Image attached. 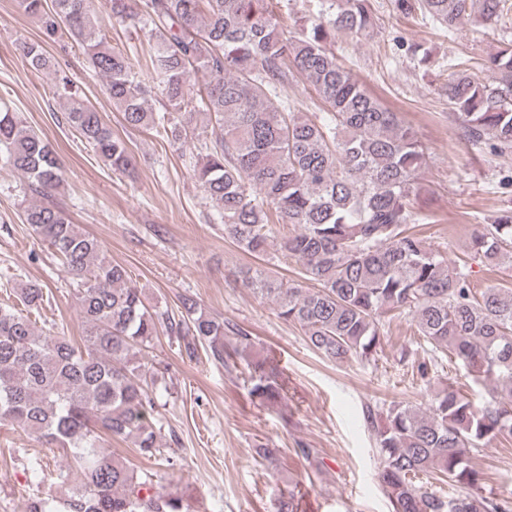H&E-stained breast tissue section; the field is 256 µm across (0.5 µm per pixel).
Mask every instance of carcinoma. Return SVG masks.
<instances>
[{"label": "carcinoma", "instance_id": "carcinoma-1", "mask_svg": "<svg viewBox=\"0 0 512 512\" xmlns=\"http://www.w3.org/2000/svg\"><path fill=\"white\" fill-rule=\"evenodd\" d=\"M328 2V13L294 35L280 25L271 0H108V19L148 37L154 86L109 44L90 0H53L49 12L43 0H21L43 31L42 41L24 42L21 50L33 70L50 74L55 62L45 44L63 29L89 69L106 79V95L127 127L177 137L186 118L203 114L218 128L199 139L193 175L224 236L266 258V266L241 271V284L271 301L323 358H375L384 321L407 315L432 349L460 360L474 380L501 381L478 404L447 382L419 404L393 401L378 414L368 405L364 422L393 512H512L507 499L483 494L485 476L466 457L469 448L512 439V288L475 291L466 262H448L415 231L425 151L331 48L338 36L373 28L368 0ZM397 7L407 16L429 15L450 35L468 15L495 28L512 9L508 0H397ZM448 66V106L464 138L512 156V40L488 58L486 79L459 59ZM196 70L209 75L198 92L190 83ZM298 77L328 111L272 103L269 96ZM152 94L161 109L147 106ZM64 120L105 165L130 168L126 142L89 102L70 98ZM3 167L27 180L35 200L23 223L59 256L85 325L80 345L51 327L37 331L32 315L47 296L34 284H20L14 302L0 305V422L68 458L54 471L61 493L31 497L25 512H189L183 493L159 491L156 474L105 452L106 439L122 438L138 455L173 464L156 416L157 395L168 383L148 356L154 338L163 329L187 353L201 345L222 362L227 333L236 335L242 355L249 336L189 295L179 299L178 317L149 309L131 271L107 259L101 241L54 201L63 170L49 142L6 108ZM277 224L290 229L276 241ZM471 250L489 266L512 263V212L474 235ZM279 257L295 259L301 279L275 275ZM247 367L250 396L261 405L277 402L280 372L262 361ZM420 474L461 492L440 497L415 483Z\"/></svg>", "mask_w": 512, "mask_h": 512}]
</instances>
